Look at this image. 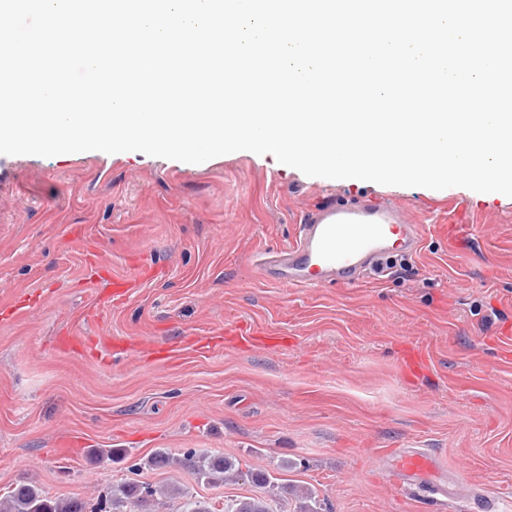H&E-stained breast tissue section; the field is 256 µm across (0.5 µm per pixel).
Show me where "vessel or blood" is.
Returning <instances> with one entry per match:
<instances>
[{
	"label": "vessel or blood",
	"mask_w": 512,
	"mask_h": 512,
	"mask_svg": "<svg viewBox=\"0 0 512 512\" xmlns=\"http://www.w3.org/2000/svg\"><path fill=\"white\" fill-rule=\"evenodd\" d=\"M420 226L403 207L375 200L359 206L318 209L299 226L296 239L274 256L263 258L267 282L286 288H324L358 280L361 272L390 254L416 253ZM404 484L420 485L440 465L422 448L392 456Z\"/></svg>",
	"instance_id": "obj_1"
}]
</instances>
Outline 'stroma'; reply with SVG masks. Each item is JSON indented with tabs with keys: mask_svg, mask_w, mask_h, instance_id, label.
I'll list each match as a JSON object with an SVG mask.
<instances>
[{
	"mask_svg": "<svg viewBox=\"0 0 512 512\" xmlns=\"http://www.w3.org/2000/svg\"><path fill=\"white\" fill-rule=\"evenodd\" d=\"M387 196L423 227L417 254L352 285L285 288L260 252L313 208ZM148 276L102 306L104 268ZM284 339L204 352L238 324ZM512 197L309 177L269 154L199 164L141 152L0 154V497L37 483L94 499L131 477L222 508L257 489L199 483L163 449L221 454L326 512H512ZM127 351L115 355L111 337ZM182 348L166 362L146 345ZM420 350L405 377L404 348ZM382 448L459 475L444 503L397 483Z\"/></svg>",
	"mask_w": 512,
	"mask_h": 512,
	"instance_id": "stroma-1",
	"label": "stroma"
}]
</instances>
